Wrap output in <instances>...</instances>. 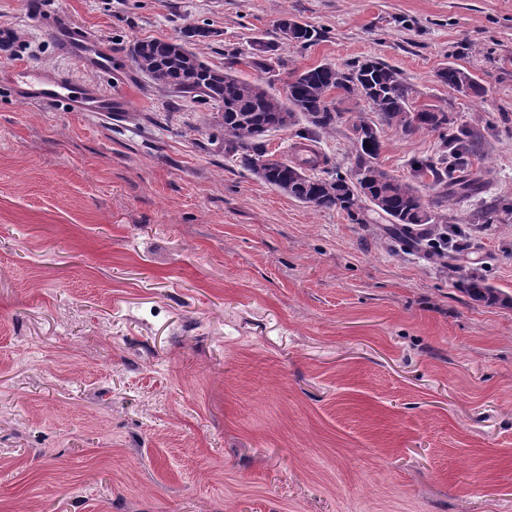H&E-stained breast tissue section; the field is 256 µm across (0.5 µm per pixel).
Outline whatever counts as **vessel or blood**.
Listing matches in <instances>:
<instances>
[{"label":"vessel or blood","instance_id":"b4317fda","mask_svg":"<svg viewBox=\"0 0 512 512\" xmlns=\"http://www.w3.org/2000/svg\"><path fill=\"white\" fill-rule=\"evenodd\" d=\"M50 34L63 49L98 69L112 70V52L92 45L81 28L71 22L57 21ZM5 77L21 92L24 100L45 105L65 104L74 112H100L106 115L125 109L122 98L99 89L74 85L62 71L44 67H18L7 71Z\"/></svg>","mask_w":512,"mask_h":512}]
</instances>
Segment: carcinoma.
Masks as SVG:
<instances>
[{
    "instance_id": "1",
    "label": "carcinoma",
    "mask_w": 512,
    "mask_h": 512,
    "mask_svg": "<svg viewBox=\"0 0 512 512\" xmlns=\"http://www.w3.org/2000/svg\"><path fill=\"white\" fill-rule=\"evenodd\" d=\"M210 25H190L178 40L143 39L129 51L132 68L157 88L201 105L224 108L221 131L224 145L239 163L274 189L318 210L346 212L354 224H369L367 210L359 203L358 189H367L380 200L372 212L389 224L387 234L408 251H416L448 274L458 272L457 254L449 238L454 230L441 223L439 212L460 196L469 194L476 177L468 169L465 154L470 148L448 134L454 124L448 113L433 106L416 108L409 99V87L394 68L377 59L342 67L323 63L289 74L284 91L274 93L265 86L240 78L235 66L242 63L237 49L224 52V67L205 60L204 50L214 41ZM278 38L305 48L317 30L283 15L277 24ZM439 82L461 91L460 82L470 77L464 70L445 66L436 73ZM345 98L363 99L368 111L344 117L337 103ZM307 118L320 131L351 122L354 134L355 168L344 176L329 172L324 177L307 174L309 168L283 157L273 158L265 137L272 130H288L297 116ZM387 125L411 135L417 131L439 133L444 150L437 159L418 161L408 180L389 175L377 162L380 138L366 144V138ZM430 177L439 191L425 203L418 180ZM459 290L486 306H512V296L489 285L477 272L458 278Z\"/></svg>"
}]
</instances>
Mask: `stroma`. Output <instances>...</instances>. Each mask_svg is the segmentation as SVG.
I'll list each match as a JSON object with an SVG mask.
<instances>
[{"label": "stroma", "instance_id": "1", "mask_svg": "<svg viewBox=\"0 0 512 512\" xmlns=\"http://www.w3.org/2000/svg\"><path fill=\"white\" fill-rule=\"evenodd\" d=\"M119 69L0 0V512H512V307L473 302L385 223L300 203L237 165L219 110L132 69L136 39L212 24L275 43L274 75L378 59L475 140L448 208L463 272L512 295V0H41ZM314 25L276 39L282 15ZM454 65L480 93L436 78ZM45 66L119 95L104 121L22 100ZM348 124L317 132L349 174ZM438 133L381 129L407 179ZM278 38L283 43L306 48L314 41L317 30L309 24H302L288 15H283L277 24ZM50 34L67 53L83 59L95 68L112 72L115 64L112 58V49L92 45L78 26L60 20L51 27Z\"/></svg>", "mask_w": 512, "mask_h": 512}]
</instances>
